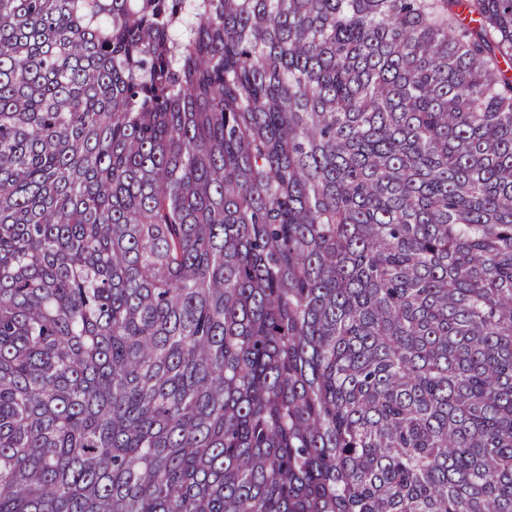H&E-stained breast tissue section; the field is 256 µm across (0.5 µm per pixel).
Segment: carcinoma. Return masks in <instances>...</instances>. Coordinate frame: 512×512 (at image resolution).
Returning <instances> with one entry per match:
<instances>
[{
	"instance_id": "obj_1",
	"label": "carcinoma",
	"mask_w": 512,
	"mask_h": 512,
	"mask_svg": "<svg viewBox=\"0 0 512 512\" xmlns=\"http://www.w3.org/2000/svg\"><path fill=\"white\" fill-rule=\"evenodd\" d=\"M0 512H512V0H0Z\"/></svg>"
}]
</instances>
